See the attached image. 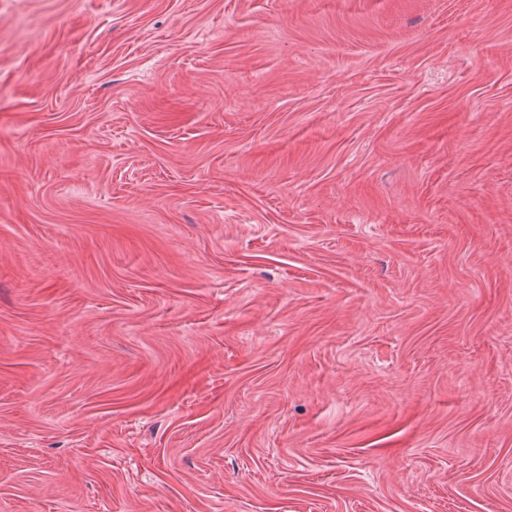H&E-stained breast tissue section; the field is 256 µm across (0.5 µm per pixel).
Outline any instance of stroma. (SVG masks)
Listing matches in <instances>:
<instances>
[{
	"mask_svg": "<svg viewBox=\"0 0 512 512\" xmlns=\"http://www.w3.org/2000/svg\"><path fill=\"white\" fill-rule=\"evenodd\" d=\"M0 512H512V0H0Z\"/></svg>",
	"mask_w": 512,
	"mask_h": 512,
	"instance_id": "obj_1",
	"label": "stroma"
}]
</instances>
